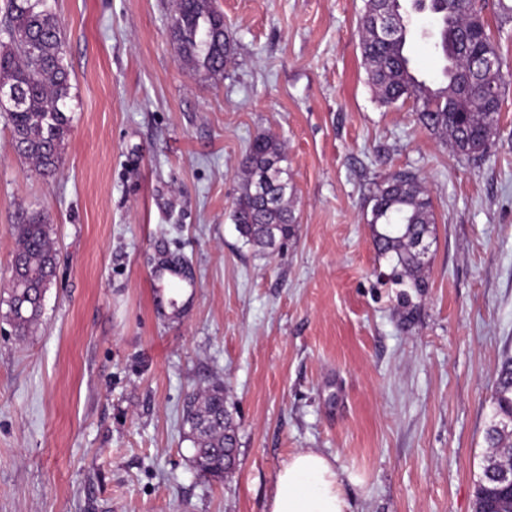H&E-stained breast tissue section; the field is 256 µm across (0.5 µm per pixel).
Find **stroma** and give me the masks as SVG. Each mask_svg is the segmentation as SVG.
Masks as SVG:
<instances>
[{"instance_id":"1","label":"stroma","mask_w":512,"mask_h":512,"mask_svg":"<svg viewBox=\"0 0 512 512\" xmlns=\"http://www.w3.org/2000/svg\"><path fill=\"white\" fill-rule=\"evenodd\" d=\"M177 0H58L71 71L63 164L44 176L0 117V292L19 209L58 247L25 340L0 317V512H265L274 478L313 448L352 512H475L497 370L512 356V81L479 163L412 102L382 106L359 48L364 0H214L232 41L218 76L183 61ZM431 20L408 44L441 66ZM294 185L287 248L232 220L256 136ZM421 179L436 241L401 320L367 222L393 172ZM182 264L195 290L158 291ZM224 386L236 467L200 475L187 393Z\"/></svg>"}]
</instances>
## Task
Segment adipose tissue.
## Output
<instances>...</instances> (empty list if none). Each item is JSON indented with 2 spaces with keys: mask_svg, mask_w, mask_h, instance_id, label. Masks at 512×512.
<instances>
[{
  "mask_svg": "<svg viewBox=\"0 0 512 512\" xmlns=\"http://www.w3.org/2000/svg\"><path fill=\"white\" fill-rule=\"evenodd\" d=\"M266 512H350L334 461L314 449L294 454L277 473Z\"/></svg>",
  "mask_w": 512,
  "mask_h": 512,
  "instance_id": "adipose-tissue-1",
  "label": "adipose tissue"
}]
</instances>
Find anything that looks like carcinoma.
Masks as SVG:
<instances>
[{
	"label": "carcinoma",
	"instance_id": "1",
	"mask_svg": "<svg viewBox=\"0 0 512 512\" xmlns=\"http://www.w3.org/2000/svg\"><path fill=\"white\" fill-rule=\"evenodd\" d=\"M412 6L437 19L433 37L442 63L441 82L432 87L414 76L406 50L411 18L401 0H365L359 32L368 82L385 106L414 100L418 120L427 130L448 138L456 155L482 161L489 157L500 119V106L487 103L485 94L506 82L503 58L487 31L482 8L475 0H412ZM58 30L56 0H6L0 18V86L12 87L21 96L6 116L15 151L44 175L59 169L71 122L70 72L58 52ZM171 31L181 55L197 71L208 76L223 72L231 43L224 17L211 0H178ZM282 161L274 135L264 133L253 140L242 161L250 179L232 213L245 243L272 251L284 248L296 232ZM371 202L367 223L373 245L378 256L393 261L389 281L402 288L398 307L409 319L416 305L407 289L420 294L427 287L423 270L428 255L420 254L415 244L421 239L429 248L435 240L432 201L414 174L396 172L377 188ZM13 231L18 248L10 289L0 297V307L7 306L5 318L23 338L41 318L46 287L56 277L57 255L48 216L21 212ZM491 404L486 440L492 451L484 459L475 508L487 509L489 500L495 507L488 512H512V486L489 476L512 463L511 357L500 366ZM183 423L198 471L220 480L231 474L235 458L224 449L237 447V437L224 407V387L189 393Z\"/></svg>",
	"mask_w": 512,
	"mask_h": 512
}]
</instances>
